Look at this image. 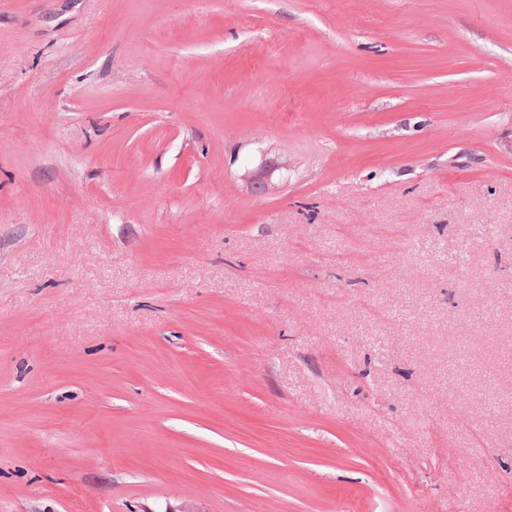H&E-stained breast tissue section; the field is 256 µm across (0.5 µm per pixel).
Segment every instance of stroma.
I'll use <instances>...</instances> for the list:
<instances>
[{"label": "stroma", "instance_id": "stroma-1", "mask_svg": "<svg viewBox=\"0 0 512 512\" xmlns=\"http://www.w3.org/2000/svg\"><path fill=\"white\" fill-rule=\"evenodd\" d=\"M0 512H512V0H0Z\"/></svg>", "mask_w": 512, "mask_h": 512}]
</instances>
